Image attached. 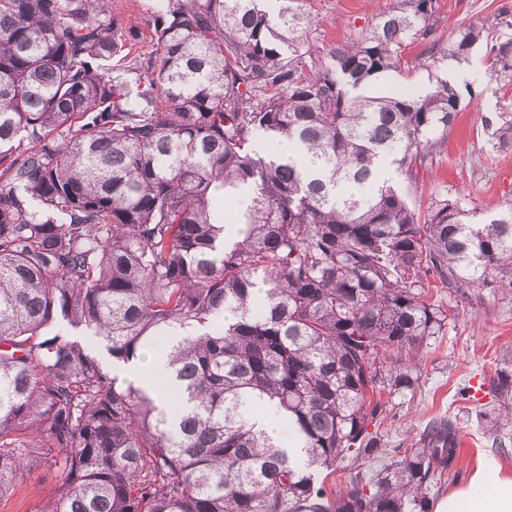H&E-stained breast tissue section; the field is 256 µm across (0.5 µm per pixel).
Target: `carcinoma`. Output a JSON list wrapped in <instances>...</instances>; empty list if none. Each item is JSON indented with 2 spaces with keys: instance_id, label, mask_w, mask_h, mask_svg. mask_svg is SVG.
Listing matches in <instances>:
<instances>
[{
  "instance_id": "cac0c4a2",
  "label": "carcinoma",
  "mask_w": 512,
  "mask_h": 512,
  "mask_svg": "<svg viewBox=\"0 0 512 512\" xmlns=\"http://www.w3.org/2000/svg\"><path fill=\"white\" fill-rule=\"evenodd\" d=\"M269 2L159 0L144 30L113 0H0V498L43 468L60 480L36 512H427L456 427L391 456L369 431L375 358L396 355L390 392L413 386L403 357L444 322L427 278L512 288V204L415 208L379 162L415 183L460 92L439 75L423 95L368 89L480 49L511 83L512 16L411 62L434 0H394L308 65L316 19ZM261 135L305 156L262 154ZM491 136L511 146L512 116ZM242 184L226 247L215 201ZM58 325L124 364L180 336L187 405L118 383ZM272 404L275 440L256 425ZM349 460L378 468L331 500L317 476Z\"/></svg>"
}]
</instances>
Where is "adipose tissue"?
Wrapping results in <instances>:
<instances>
[{
  "instance_id": "ef3b65f1",
  "label": "adipose tissue",
  "mask_w": 512,
  "mask_h": 512,
  "mask_svg": "<svg viewBox=\"0 0 512 512\" xmlns=\"http://www.w3.org/2000/svg\"><path fill=\"white\" fill-rule=\"evenodd\" d=\"M434 512H512V474L482 461L467 483L437 501Z\"/></svg>"
}]
</instances>
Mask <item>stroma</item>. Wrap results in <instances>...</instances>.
Instances as JSON below:
<instances>
[{
    "label": "stroma",
    "instance_id": "stroma-1",
    "mask_svg": "<svg viewBox=\"0 0 512 512\" xmlns=\"http://www.w3.org/2000/svg\"><path fill=\"white\" fill-rule=\"evenodd\" d=\"M393 0H306L318 18L309 41L314 56L325 57L331 47L352 41L370 26ZM512 13V0H437L428 39L416 40L408 58L425 56L430 43H447L464 26L491 22L498 12ZM462 110L410 192L413 205L425 208L436 198L460 199L468 207L494 208L512 201V147L492 146L486 121L512 113V85L491 77L482 55H474L457 77ZM427 299L438 309L444 325L428 337L416 355L417 381L400 394L381 390L382 410L372 428L388 448H412L432 420L454 422L460 451L434 486L436 501L468 481L478 463L495 458L512 472V451L497 452L484 428L482 413L503 412L505 401L495 390L497 373L512 364V289L473 288L468 294L431 282ZM59 480L57 472L39 470L17 480L11 495L0 498V512H33Z\"/></svg>",
    "mask_w": 512,
    "mask_h": 512
}]
</instances>
